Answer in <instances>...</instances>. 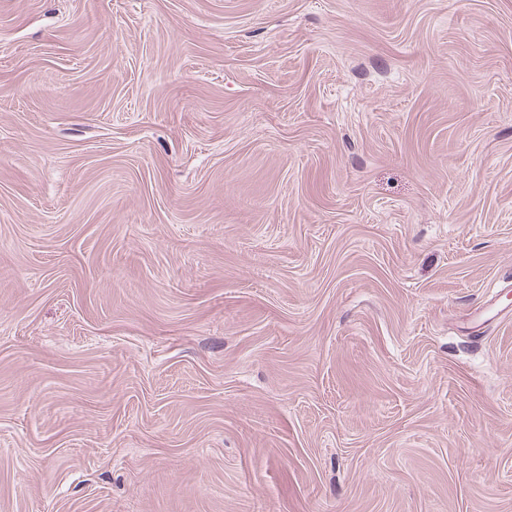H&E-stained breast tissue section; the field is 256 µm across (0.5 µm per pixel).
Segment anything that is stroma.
<instances>
[{
  "mask_svg": "<svg viewBox=\"0 0 512 512\" xmlns=\"http://www.w3.org/2000/svg\"><path fill=\"white\" fill-rule=\"evenodd\" d=\"M0 512H512V0H0Z\"/></svg>",
  "mask_w": 512,
  "mask_h": 512,
  "instance_id": "1",
  "label": "stroma"
}]
</instances>
